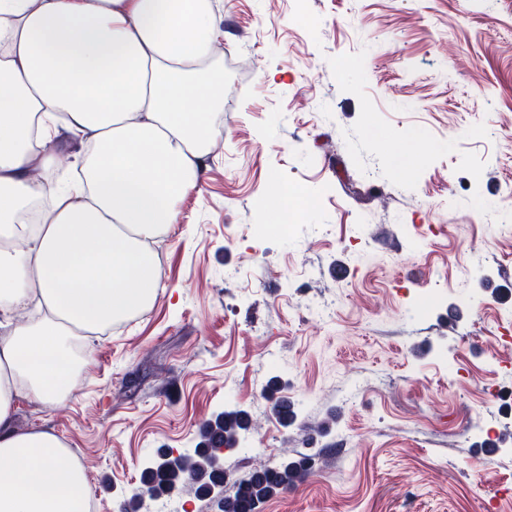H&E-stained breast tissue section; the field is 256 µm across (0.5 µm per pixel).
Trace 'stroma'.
I'll use <instances>...</instances> for the list:
<instances>
[{"instance_id":"stroma-1","label":"stroma","mask_w":512,"mask_h":512,"mask_svg":"<svg viewBox=\"0 0 512 512\" xmlns=\"http://www.w3.org/2000/svg\"><path fill=\"white\" fill-rule=\"evenodd\" d=\"M210 5L224 129L153 245L156 300L15 428L54 431L94 512L227 407L253 421L230 480L321 455L260 512H512V0ZM280 383L278 377H271L267 385V399L271 401V410L273 415L284 426H291L297 419V413L294 406L288 402V406H284L281 402V396H276L280 391Z\"/></svg>"}]
</instances>
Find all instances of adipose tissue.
<instances>
[{
	"label": "adipose tissue",
	"mask_w": 512,
	"mask_h": 512,
	"mask_svg": "<svg viewBox=\"0 0 512 512\" xmlns=\"http://www.w3.org/2000/svg\"><path fill=\"white\" fill-rule=\"evenodd\" d=\"M222 37L208 0H0V512H87L81 464L13 412L64 400L88 336L152 306L151 244L220 132ZM60 122L92 143L61 191L33 175L57 164ZM46 196L50 214L24 223Z\"/></svg>",
	"instance_id": "ef3b65f1"
}]
</instances>
